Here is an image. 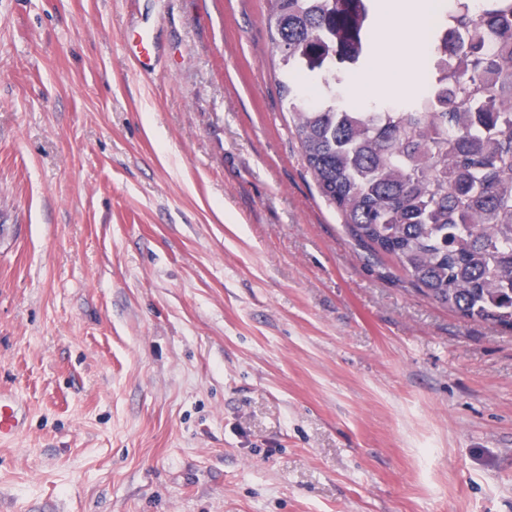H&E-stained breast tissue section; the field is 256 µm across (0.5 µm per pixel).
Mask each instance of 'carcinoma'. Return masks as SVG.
I'll list each match as a JSON object with an SVG mask.
<instances>
[{
    "label": "carcinoma",
    "mask_w": 512,
    "mask_h": 512,
    "mask_svg": "<svg viewBox=\"0 0 512 512\" xmlns=\"http://www.w3.org/2000/svg\"><path fill=\"white\" fill-rule=\"evenodd\" d=\"M303 167L355 243L469 321L512 327V0H466L429 35L427 98L344 99L376 0H264ZM456 44L448 52V26Z\"/></svg>",
    "instance_id": "carcinoma-1"
}]
</instances>
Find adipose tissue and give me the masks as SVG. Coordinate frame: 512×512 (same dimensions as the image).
Listing matches in <instances>:
<instances>
[{"label": "adipose tissue", "instance_id": "ef3b65f1", "mask_svg": "<svg viewBox=\"0 0 512 512\" xmlns=\"http://www.w3.org/2000/svg\"><path fill=\"white\" fill-rule=\"evenodd\" d=\"M431 7V0H385L383 10L386 17L395 19L406 18L407 29L388 28L381 37L376 52V65L372 69L370 79L375 84H382L390 71L387 67L389 56H397L409 71L422 69L425 58L416 47L415 28L423 22Z\"/></svg>", "mask_w": 512, "mask_h": 512}]
</instances>
